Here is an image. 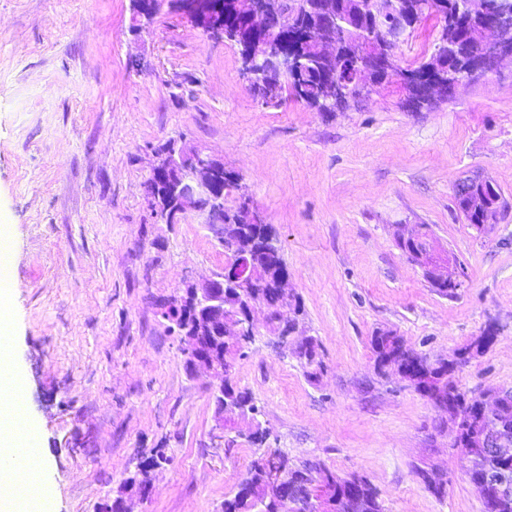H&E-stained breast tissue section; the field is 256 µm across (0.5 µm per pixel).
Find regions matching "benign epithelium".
Listing matches in <instances>:
<instances>
[{
    "instance_id": "1",
    "label": "benign epithelium",
    "mask_w": 512,
    "mask_h": 512,
    "mask_svg": "<svg viewBox=\"0 0 512 512\" xmlns=\"http://www.w3.org/2000/svg\"><path fill=\"white\" fill-rule=\"evenodd\" d=\"M183 12L194 26L205 34L224 38V16L215 12L210 0H182ZM242 9L255 21L272 24L276 19L273 0H238ZM160 6V0H131L133 28L141 29L150 25ZM471 12L488 15V22L481 34V52L476 61L461 60L456 68L444 75L443 87L446 95L452 96L467 76L472 73H486L497 70L506 59L512 61V10L503 8L496 13L487 14L486 0H467ZM319 12L325 15L318 32L319 48L329 60L330 66H336V53L342 33L333 11V2L323 0ZM408 14L402 13L389 22L379 34L374 45L367 49L368 69L380 73L392 70L391 52L395 46L407 42L413 24L407 20ZM242 71L247 82H252L254 63L270 62L283 74L296 72L300 59L285 54L277 39L267 38L256 49L242 53ZM325 88L335 91L329 101L359 99L367 94L366 87H354L353 83L341 79H332ZM183 150L177 154L157 156L150 175L145 183V199L152 204L155 193L162 185L171 189L173 201L159 214L164 224H180L189 214L194 213L203 219V223L214 233L225 250L234 255V259L224 266V274L193 282L188 285L183 296V317L187 323V333L181 337V348L185 367L190 372L203 369L213 378L224 380V352L213 347V340L224 337V285L232 284L237 288H247L255 273L261 269L256 251L242 247L236 235L225 229L224 206L227 199L224 193L216 190L218 176L224 170V160L206 154L198 148L182 143ZM421 226L416 229L397 232V239L407 242L412 248L406 257L431 274L439 282L458 283L457 276L450 270L451 261L441 254L432 241L422 242ZM262 304L250 302L249 310L235 319L238 332L244 336L257 335L254 312ZM512 400V390H498L490 395L479 396L480 404L465 413H461L451 403L442 400L437 410L448 416L452 424L454 437L458 440L462 430H467L465 443L486 452L505 454L502 448L500 430L484 427L485 416L491 409L499 410ZM303 468L310 481L306 483L304 507L308 512H320L327 498L329 482L320 478L322 461L317 458L303 460ZM151 488L142 484L129 488L114 501L108 499L97 506L96 512H134L133 505L143 502L150 496ZM480 499L482 512H512V481L488 475L484 480V492Z\"/></svg>"
}]
</instances>
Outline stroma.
<instances>
[{"instance_id": "obj_1", "label": "stroma", "mask_w": 512, "mask_h": 512, "mask_svg": "<svg viewBox=\"0 0 512 512\" xmlns=\"http://www.w3.org/2000/svg\"><path fill=\"white\" fill-rule=\"evenodd\" d=\"M404 98L392 75L330 116L289 94L265 105L237 47L176 0L140 31L130 0H0V220L20 284L11 356L52 512H95L154 448L172 461L150 473L137 512H223L253 458L235 431L215 439L217 381L186 372L158 307L226 263L199 217L164 224L145 203L156 147L180 139L239 173L321 346L311 382L260 318L236 363L277 448L365 477L386 512H481L440 413L376 370L370 339L391 329L435 360L495 327L454 379L474 395L512 388V65L417 112ZM474 176L506 204L482 234L455 205ZM419 224L452 259L456 297L399 249L398 227ZM422 462L445 497L415 475Z\"/></svg>"}]
</instances>
